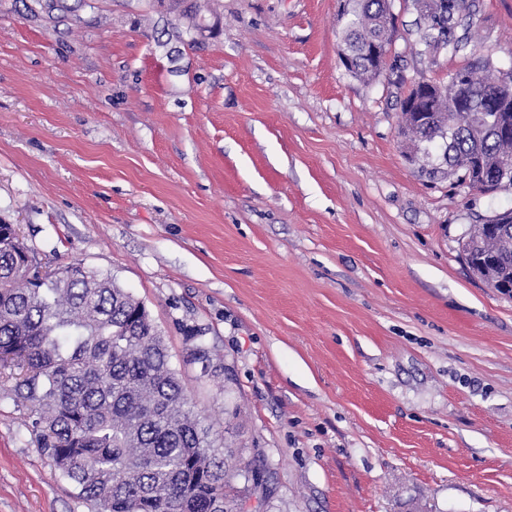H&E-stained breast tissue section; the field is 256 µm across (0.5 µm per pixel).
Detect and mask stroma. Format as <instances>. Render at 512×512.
I'll return each mask as SVG.
<instances>
[{
  "mask_svg": "<svg viewBox=\"0 0 512 512\" xmlns=\"http://www.w3.org/2000/svg\"><path fill=\"white\" fill-rule=\"evenodd\" d=\"M62 2L0 0V224L143 302L216 446L261 450L264 512H512V298L461 251L512 190L399 133L413 81L468 54H421L412 0L369 84L341 0H218L192 44L149 0ZM471 34L512 69V0ZM32 420L0 401V512H90Z\"/></svg>",
  "mask_w": 512,
  "mask_h": 512,
  "instance_id": "1",
  "label": "stroma"
}]
</instances>
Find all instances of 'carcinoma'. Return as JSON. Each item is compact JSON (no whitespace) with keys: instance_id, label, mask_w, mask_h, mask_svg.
<instances>
[{"instance_id":"carcinoma-1","label":"carcinoma","mask_w":512,"mask_h":512,"mask_svg":"<svg viewBox=\"0 0 512 512\" xmlns=\"http://www.w3.org/2000/svg\"><path fill=\"white\" fill-rule=\"evenodd\" d=\"M446 2L438 13L413 0L423 51L468 49L471 59L448 73V85L432 84L428 120L403 115L402 134L440 145L444 173L465 181L481 166L498 168L512 144L491 125L449 112L447 103L465 96L479 105L496 95L502 118L512 122V71L470 47L474 0ZM392 12V0H343L341 53L353 78L383 76L385 64L366 48L390 40ZM502 215L507 223L494 232L475 225L461 248L475 274L485 266L511 284L512 210ZM35 263L18 227L0 224V399L32 405L42 452L91 512H243L252 497L266 501L261 454L233 464L214 448L145 305L80 262L45 276ZM236 477L246 482L241 500L227 494Z\"/></svg>"}]
</instances>
